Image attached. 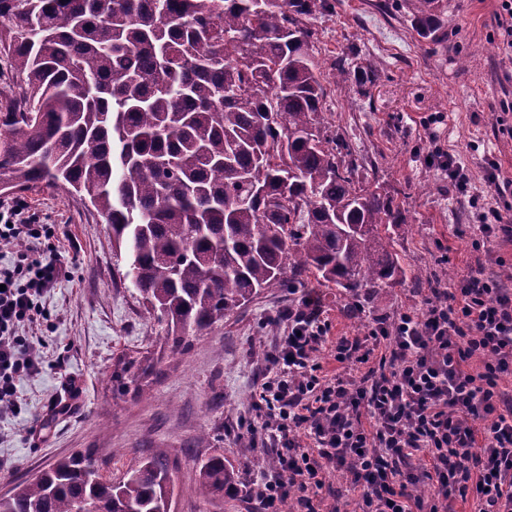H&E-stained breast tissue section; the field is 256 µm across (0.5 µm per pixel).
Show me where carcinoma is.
<instances>
[{"label":"carcinoma","instance_id":"1","mask_svg":"<svg viewBox=\"0 0 512 512\" xmlns=\"http://www.w3.org/2000/svg\"><path fill=\"white\" fill-rule=\"evenodd\" d=\"M436 32L437 0H410ZM328 0H0V185L87 199L129 258L126 277L177 349L274 284L304 275L359 298L405 276L381 185L360 186L323 110L309 19ZM60 459L0 495V512H170L167 450L114 481ZM199 490L237 474L217 453Z\"/></svg>","mask_w":512,"mask_h":512}]
</instances>
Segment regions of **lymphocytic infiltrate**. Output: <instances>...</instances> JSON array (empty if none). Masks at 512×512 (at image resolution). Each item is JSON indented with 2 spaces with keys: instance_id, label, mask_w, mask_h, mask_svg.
Masks as SVG:
<instances>
[{
  "instance_id": "obj_1",
  "label": "lymphocytic infiltrate",
  "mask_w": 512,
  "mask_h": 512,
  "mask_svg": "<svg viewBox=\"0 0 512 512\" xmlns=\"http://www.w3.org/2000/svg\"><path fill=\"white\" fill-rule=\"evenodd\" d=\"M46 234L24 205L0 202V248L15 251L0 266V410L15 408L20 381L41 373L22 331L45 318L43 298L69 274L67 256L42 251ZM282 321L237 433L276 459L245 475L251 512L290 501L320 512L331 469L358 491L357 512H454L459 498L475 512H512V393L500 387L512 379V289L498 276L477 268L429 289L421 309L337 341L334 374L318 360L331 328L319 301L303 298Z\"/></svg>"
}]
</instances>
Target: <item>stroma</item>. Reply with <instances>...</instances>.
I'll list each match as a JSON object with an SVG mask.
<instances>
[{"label":"stroma","mask_w":512,"mask_h":512,"mask_svg":"<svg viewBox=\"0 0 512 512\" xmlns=\"http://www.w3.org/2000/svg\"><path fill=\"white\" fill-rule=\"evenodd\" d=\"M330 3L310 21L312 55L327 88L324 110L358 160L357 179L379 182L401 202L406 226L390 235L404 268L421 270L428 283L443 269L454 281L480 266L512 268V239L472 248L474 211L431 163L436 151L452 154L479 194L489 190L488 158L512 178V113L502 110L512 104V56L500 45L499 0H441L431 38L417 30L405 0ZM338 60L350 71L344 85L334 77ZM20 199L50 227L46 248L71 265L43 301L46 320L28 330L42 344L46 367L19 383L18 410L0 411V494L75 451L106 449L99 466L117 479L164 448L171 512H246L238 495L205 498L195 468L219 452L237 473L261 470L266 449L241 447L234 433L258 369L253 349H269L273 318L316 295L335 342L363 336L372 319L422 305L421 289L406 279L378 289L358 316L351 296L308 276L298 288L266 289L175 349L125 279L126 257L109 224L46 184ZM128 360L147 365V374L113 381ZM68 378L78 394L64 387ZM59 401L68 411L56 409Z\"/></svg>","instance_id":"obj_1"}]
</instances>
